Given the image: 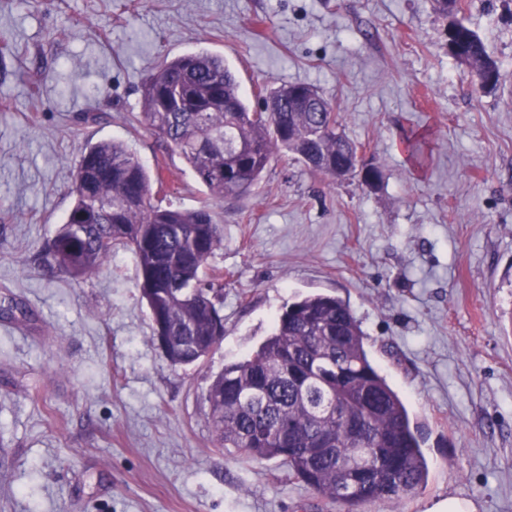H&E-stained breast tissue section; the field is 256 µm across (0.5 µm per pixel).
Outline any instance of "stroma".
Instances as JSON below:
<instances>
[{
	"label": "stroma",
	"mask_w": 512,
	"mask_h": 512,
	"mask_svg": "<svg viewBox=\"0 0 512 512\" xmlns=\"http://www.w3.org/2000/svg\"><path fill=\"white\" fill-rule=\"evenodd\" d=\"M462 4L497 91L449 56L433 0H0V512H342L279 462L215 448L208 422L213 378L313 293L348 302L424 439L426 485L360 512L451 495L512 512V0ZM199 49L254 109L258 87L315 86L381 184L283 156L210 198L135 121L151 69ZM108 138L222 226L224 337L195 366L156 345L128 249L83 279L43 259L83 148Z\"/></svg>",
	"instance_id": "stroma-1"
}]
</instances>
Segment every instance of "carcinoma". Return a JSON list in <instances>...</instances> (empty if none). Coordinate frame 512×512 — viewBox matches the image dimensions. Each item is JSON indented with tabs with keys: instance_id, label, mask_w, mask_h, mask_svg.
Here are the masks:
<instances>
[{
	"instance_id": "1",
	"label": "carcinoma",
	"mask_w": 512,
	"mask_h": 512,
	"mask_svg": "<svg viewBox=\"0 0 512 512\" xmlns=\"http://www.w3.org/2000/svg\"><path fill=\"white\" fill-rule=\"evenodd\" d=\"M448 19V49L484 92L498 88L500 66L482 38L457 18L461 0H433ZM280 111L253 110L224 57L206 51L163 60L142 84L139 122L179 153L215 199L246 194L274 156L284 153L311 173L338 180L358 145L339 131L334 104L309 84L284 85ZM72 206L46 258L75 278L88 277L126 247L152 323L174 342L166 358L187 367L221 343L224 276L207 270L222 244L209 206L182 210L151 198V177L124 142L87 145L73 174ZM206 401L215 446L254 460H275L324 499L358 512L367 502L397 503L425 485L428 465L418 427L380 374L349 305L314 294L276 317L273 333L247 358L228 363ZM361 422L353 434L343 415ZM291 432L288 442L280 432ZM341 460L362 472H345Z\"/></svg>"
}]
</instances>
